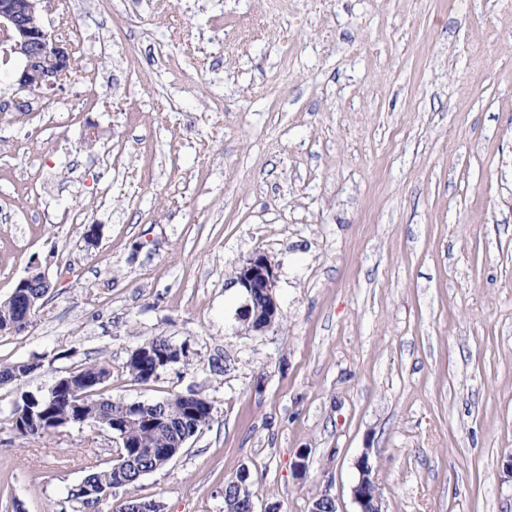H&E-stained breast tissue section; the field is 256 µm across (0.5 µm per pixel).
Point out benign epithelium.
Returning a JSON list of instances; mask_svg holds the SVG:
<instances>
[{
  "instance_id": "1",
  "label": "benign epithelium",
  "mask_w": 512,
  "mask_h": 512,
  "mask_svg": "<svg viewBox=\"0 0 512 512\" xmlns=\"http://www.w3.org/2000/svg\"><path fill=\"white\" fill-rule=\"evenodd\" d=\"M45 0H0V45L4 53L15 55L21 61L15 83L21 92L32 93L55 89L69 74L74 63L73 49L67 41L50 31L43 18L41 4ZM277 273L271 260L264 254L249 258L237 271L234 283L244 289L247 301L238 313V319L247 331L262 332L272 328L279 318V304L275 294ZM51 288L44 272L33 270L22 278L16 289ZM141 421L138 404H124L123 412L112 416V435L119 440L124 431ZM358 479L351 488L357 505L356 512H384L380 489L372 476L369 453L356 461ZM248 473L241 471L235 485L236 497L224 502V512H238L242 507L255 512L247 487ZM125 512H162L155 501L137 497L127 499Z\"/></svg>"
}]
</instances>
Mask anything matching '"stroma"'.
I'll return each instance as SVG.
<instances>
[{"mask_svg": "<svg viewBox=\"0 0 512 512\" xmlns=\"http://www.w3.org/2000/svg\"><path fill=\"white\" fill-rule=\"evenodd\" d=\"M45 22L74 50L61 87L22 95L0 59V302L51 282L0 334V364L42 363L0 385V512H73L113 460L107 430L8 420L95 361L104 396L213 407L99 512H224L244 469L256 512H356L365 451L385 512H512V0H65ZM258 251L281 316L248 332L233 279ZM156 336L187 358L131 381ZM22 288H26L27 293H21L15 299L11 300L16 291ZM39 288H47L46 290L48 292L49 288H51V283L45 273L38 271V269L31 271L18 282L11 297L7 300L8 302L5 301L6 303L0 304L1 332L9 331L13 333L24 330L27 326L12 330H9V328L14 322L21 320L26 315L28 316V322L32 323L40 301L46 296L43 291L38 293Z\"/></svg>", "mask_w": 512, "mask_h": 512, "instance_id": "35a3bbf8", "label": "stroma"}]
</instances>
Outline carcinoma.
Listing matches in <instances>:
<instances>
[{
    "label": "carcinoma",
    "mask_w": 512,
    "mask_h": 512,
    "mask_svg": "<svg viewBox=\"0 0 512 512\" xmlns=\"http://www.w3.org/2000/svg\"><path fill=\"white\" fill-rule=\"evenodd\" d=\"M45 293L37 288H29L15 299L0 304V330L6 332L11 325L26 317L33 319ZM147 352H135L126 362V374L134 381L148 382L160 377L166 371L164 361L175 364L187 358L185 349L176 353L171 349V341L164 336H156L144 343ZM41 368L37 360L18 361L0 366V378L7 383L19 382L33 371ZM112 378V366L106 363H90L66 377L59 378L55 384L38 394L24 393L14 405L11 416L26 417L28 414L44 417V424L24 427L11 422L13 430L23 438H44L55 433L60 424L67 426L93 425L112 430V425L101 418L108 417L112 410L123 404L121 400L106 399L98 394L99 386ZM149 414H156L162 420L151 423L142 422L126 430L127 443L144 448H170L179 451L178 444L195 436L212 417L213 407L204 397L194 396L185 402L174 395L159 402L147 404ZM167 465L159 458H143L140 463L131 466L117 458L107 468L93 471L86 481L106 488H122L136 485L139 480ZM67 501L76 504L79 512H98V501L89 500L80 493L68 491Z\"/></svg>",
    "instance_id": "obj_1"
}]
</instances>
